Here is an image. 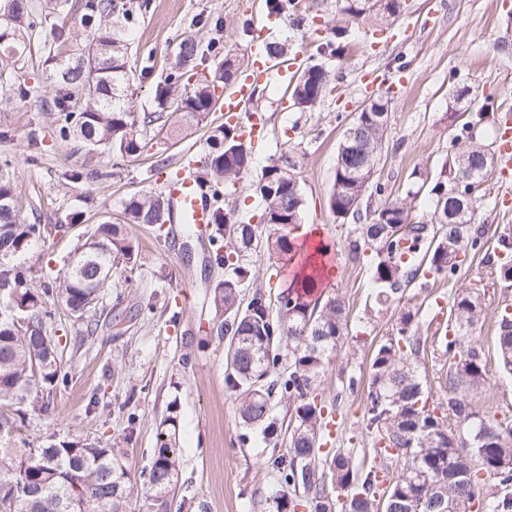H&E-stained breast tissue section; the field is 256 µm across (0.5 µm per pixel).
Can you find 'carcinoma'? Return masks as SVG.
<instances>
[{
	"instance_id": "1",
	"label": "carcinoma",
	"mask_w": 512,
	"mask_h": 512,
	"mask_svg": "<svg viewBox=\"0 0 512 512\" xmlns=\"http://www.w3.org/2000/svg\"><path fill=\"white\" fill-rule=\"evenodd\" d=\"M406 0H387L375 15L398 17ZM80 26L88 43L78 49L60 41L49 47L45 80L54 89L51 111L59 137L78 141L89 157L108 154L115 159L140 156L147 143L130 111L131 69L126 36L129 9L121 0H84ZM342 18L325 24L317 47L318 62L306 66L291 86L293 105L311 112L325 96L332 65L344 59L348 24L367 17L365 0H343ZM37 18L27 0H10L0 9V60L22 58L37 36ZM219 55L211 40H181L163 76L153 87L151 112L142 125L173 116L175 132H207L201 184L214 202L209 231L214 261L224 279L213 290L212 305L219 318L211 333L225 343L226 381L236 395L241 418L261 423L263 441L278 445L279 433L269 420L272 396L294 405L293 426L286 454L279 460L283 484L278 512L295 509L297 492L307 493L310 512H448V505L468 512L466 502L477 498L481 512H512L507 500L493 488L512 483V423L481 414L466 396L482 390L490 379L485 355L476 338L481 321V295L461 288L453 297L448 322L452 334L440 340L441 356L455 359L448 375V398L438 413L427 409L429 397L421 355L425 341L418 336L419 311L401 313L396 334L378 344L365 378L366 426L375 434L374 462L365 466L352 453L324 451L331 438L325 406L318 401L320 379L332 365L338 344L349 335V308L344 299L313 298L321 267L306 258L307 273L284 284L277 307H271L262 289L248 301L242 288L251 279L245 256L263 246L283 267L296 256L293 231L301 223L303 194L294 157L280 152L251 183L262 209L255 224L241 221L226 204V195L255 163L251 141L236 124L213 125L216 91L233 84L239 64L230 54L209 68L188 88L183 77L206 55ZM82 90L74 101L72 88ZM390 99L379 95L367 112L356 113L343 131L329 207L336 220L353 222L358 236L348 244L354 259L369 258L376 302L402 299L404 287L418 276L452 277L461 253L480 247L481 233L473 227L477 201L456 189L466 178L485 179L487 159L475 147L462 149L453 172L442 165L429 185V223L433 234L425 239L405 231L409 211L404 201L385 196L376 206L364 204L372 171L366 156L380 147L388 121ZM485 114L470 113L456 139H469L472 128L484 127ZM123 223L93 224L85 239L58 271L43 274L33 284L30 268L20 262L39 241L51 236L47 225L23 214L13 181L0 176V512H124L129 472L124 449L100 438L48 436L33 446L17 440L18 426L44 419L53 411L52 394L68 382L64 346L52 327L57 301L94 335L99 322L87 323L112 272L122 269L132 282L137 250L126 225L162 228L173 223L169 199L152 191L130 196L122 204ZM495 346L499 368L512 375V314L498 311ZM453 418L455 429L448 428ZM178 416L170 408L156 429V449L144 474L143 492L167 512L176 489L180 466ZM401 466L394 479L392 465Z\"/></svg>"
}]
</instances>
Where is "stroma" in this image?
<instances>
[{
  "mask_svg": "<svg viewBox=\"0 0 512 512\" xmlns=\"http://www.w3.org/2000/svg\"><path fill=\"white\" fill-rule=\"evenodd\" d=\"M31 2L41 44L63 37L69 44H84L85 33L75 21L82 0H68L64 8L59 0ZM338 10L337 0H317L313 25L302 29L280 17L266 38L287 43L292 51L306 45L308 62H317L316 42L305 43L301 37L314 33L315 23L333 18ZM267 11L266 0H150L147 12L133 19L129 64L134 117L150 111L153 85L180 39H219L223 51L244 64L251 39L241 22ZM350 34L353 48L335 65L332 84L315 111H297L278 81L261 84L250 107L264 118L266 145L255 152L257 166L284 150L294 156L305 199L299 229L316 228L336 259V272L323 289L344 298L351 336L338 347L319 393L335 420L330 448L360 457L373 446V435L363 424L365 397L343 391V382L366 376L374 343L395 332L405 309L416 308L418 332L429 348L423 365L429 404H440L447 393V368L434 349L448 329L452 295L466 286L482 294L479 340L491 377L470 401L476 410L488 409L500 421H512V377L497 370L494 340L497 312L512 304V290L498 283L487 263L498 238L512 234V208L498 203L497 173H490L476 194L485 247L467 251L452 281L412 283L401 302L382 308L373 304L367 264L349 254L354 225L338 223L328 203L339 140L369 97L361 84L364 73H373L391 98L372 180L385 184L390 197L406 200L411 222L423 221L428 209V192L411 173L453 160L458 113L480 110L488 121L512 128V0H407L393 24L359 20L351 23ZM43 61L34 48L19 62L15 75L30 87L27 98L0 88V164L9 165L24 214L60 227L23 258L37 279L45 269L62 268L87 225L118 221L128 197L159 191L161 179L178 169L181 160L201 157L205 139L200 131L183 140L171 138L155 123L143 129L149 145L140 157L118 163L108 158L90 169L80 146L60 140L54 131V115L46 109L52 89L44 81ZM480 85L490 86L491 95L477 93ZM468 86L472 94L454 100L455 91ZM129 233L138 247L135 281L113 273L95 307L101 318L92 337L82 338L80 325L57 314L53 326L69 343L70 376L52 395L51 417L26 423L20 438L56 433L118 444L128 451L135 487L126 512H155L140 488L156 447L157 425L173 406L181 448L174 500L184 503L183 512H276L281 490L276 461L283 450L266 445L259 428L243 423L238 401L225 383L224 346L209 334L212 290L223 270L215 265L207 240L187 236L184 225H168L160 234L133 225ZM131 411L137 415L132 424L127 421Z\"/></svg>",
  "mask_w": 512,
  "mask_h": 512,
  "instance_id": "obj_1",
  "label": "stroma"
}]
</instances>
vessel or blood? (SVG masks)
Segmentation results:
<instances>
[{"mask_svg": "<svg viewBox=\"0 0 512 512\" xmlns=\"http://www.w3.org/2000/svg\"><path fill=\"white\" fill-rule=\"evenodd\" d=\"M272 24L273 20L269 17L258 21L255 37L249 47L250 65L225 93L222 104L225 122L241 124L245 136L259 145L264 142L262 117L255 115L245 121L241 114L257 85L273 78L285 82L291 76L290 65L274 63L267 57L264 37ZM161 191L171 200L174 214L181 223L193 225L196 231L206 232L211 222L213 203L189 165H182L176 176L165 179Z\"/></svg>", "mask_w": 512, "mask_h": 512, "instance_id": "1", "label": "vessel or blood"}]
</instances>
